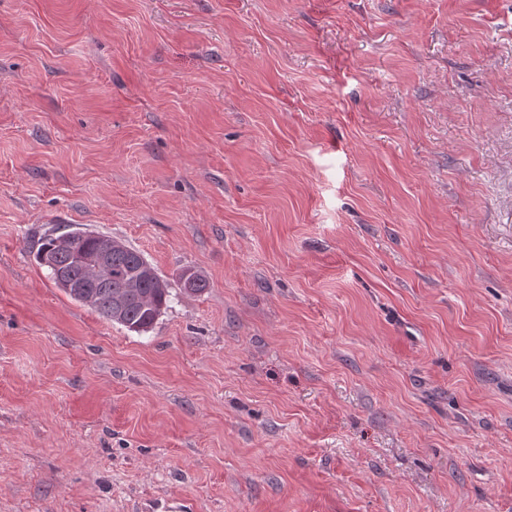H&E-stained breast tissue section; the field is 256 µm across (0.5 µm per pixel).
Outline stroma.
Listing matches in <instances>:
<instances>
[{
	"label": "stroma",
	"instance_id": "stroma-1",
	"mask_svg": "<svg viewBox=\"0 0 512 512\" xmlns=\"http://www.w3.org/2000/svg\"><path fill=\"white\" fill-rule=\"evenodd\" d=\"M173 500L512 512V0H0V512ZM65 228H67V231L60 235H55V232H52L44 236L36 253L38 263L49 271V277L54 284L58 287L57 277L54 269L52 270L44 264V254L52 257L53 262L67 275L70 281L75 283L81 282L87 286L86 295L83 293L69 294L65 292L72 300L90 306L105 320L120 324L129 331L141 333L151 329L168 307L169 297L171 296L170 283L157 272L155 267L153 269L144 258L140 261L141 256H144L139 251L125 245L126 248L124 250L112 253V249L123 248L124 244L109 237L99 236L97 233H93V236L101 239L104 243L98 253H96L98 241L93 237H72L76 241L75 246L58 249L57 239L62 235L70 237L72 225ZM94 253L96 254L92 256ZM111 254L112 277L108 281L101 283L90 281L86 274L88 267L92 278L104 279L109 277L111 273L109 260ZM90 256L92 257L88 259L89 265L87 266L84 259ZM135 270L133 284L148 280H153L154 283H147L143 287L137 288L136 292L127 288L128 281L132 276L131 274ZM158 276L164 282L163 288H158V286H163ZM58 281L60 286L68 291L71 288H77L72 282L60 276ZM140 294L147 295L148 300L144 301ZM118 296H126V301L121 321L115 322L110 318V310L111 306L112 310L115 307V318L119 317L123 302L119 298L116 305H114V301ZM87 298L91 300L86 301Z\"/></svg>",
	"mask_w": 512,
	"mask_h": 512
}]
</instances>
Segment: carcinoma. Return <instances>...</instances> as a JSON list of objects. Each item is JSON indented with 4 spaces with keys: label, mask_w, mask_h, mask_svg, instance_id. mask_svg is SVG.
Here are the masks:
<instances>
[{
    "label": "carcinoma",
    "mask_w": 512,
    "mask_h": 512,
    "mask_svg": "<svg viewBox=\"0 0 512 512\" xmlns=\"http://www.w3.org/2000/svg\"><path fill=\"white\" fill-rule=\"evenodd\" d=\"M57 239L58 236L53 233L44 236L36 259L42 265L43 256H51L69 280L86 285V293L72 294V300L93 308L108 321L116 297L124 296L126 301L119 324L136 333L146 332L153 327L168 307L170 283L166 281L164 287L160 288L150 282L135 292L127 288L131 274L139 267V251L127 247L112 253V277L106 282H93L87 278L85 258L96 253L98 241L93 237H77L75 246L60 249L56 244ZM179 280L183 281L181 287L188 286L193 293H202L208 288L206 279L188 269L182 271Z\"/></svg>",
    "instance_id": "cac0c4a2"
}]
</instances>
